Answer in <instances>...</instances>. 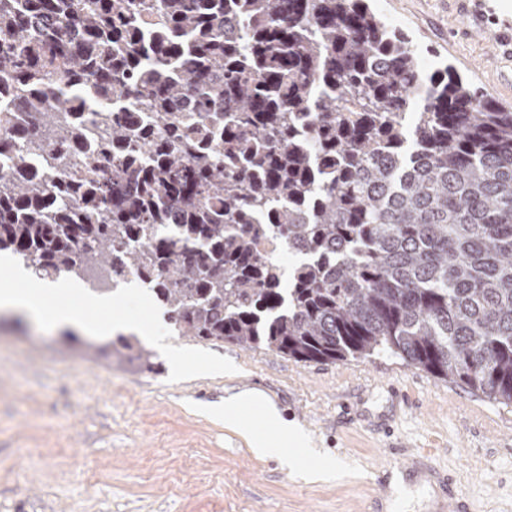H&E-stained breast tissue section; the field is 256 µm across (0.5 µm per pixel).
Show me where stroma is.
<instances>
[{
    "mask_svg": "<svg viewBox=\"0 0 512 512\" xmlns=\"http://www.w3.org/2000/svg\"><path fill=\"white\" fill-rule=\"evenodd\" d=\"M407 36L424 72L451 65L512 109V54L474 28L458 0H370ZM154 370L72 352L57 330L0 323V512H436L430 473L393 472L430 452L452 493L476 512H512V405L505 406L382 356L303 362L263 347L181 336L158 318ZM220 358L222 372L176 376L171 352ZM258 391L311 438L314 480L256 454L274 438L256 408L227 428L207 410Z\"/></svg>",
    "mask_w": 512,
    "mask_h": 512,
    "instance_id": "1",
    "label": "stroma"
}]
</instances>
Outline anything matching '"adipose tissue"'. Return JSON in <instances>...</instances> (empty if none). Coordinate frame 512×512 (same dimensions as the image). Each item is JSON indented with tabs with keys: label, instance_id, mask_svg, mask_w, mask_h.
<instances>
[{
	"label": "adipose tissue",
	"instance_id": "obj_1",
	"mask_svg": "<svg viewBox=\"0 0 512 512\" xmlns=\"http://www.w3.org/2000/svg\"><path fill=\"white\" fill-rule=\"evenodd\" d=\"M22 287L12 286L0 289V310L22 311L37 320H49L56 327L80 328L86 332L107 336L112 331L133 330L145 333L146 328L142 324L129 321L111 320L106 324L96 326L89 324L84 316L85 309L104 310L111 306L112 299L107 295L87 294L83 297V305L79 308L56 307L47 305L50 294H58L67 291L64 283H53L38 278L32 271L24 269L19 273ZM257 406L262 410L266 420L273 423L278 432L276 440L255 436L251 439V446L260 455H276L288 463L293 469H304V459L309 454L307 448L308 437L303 430L289 425L284 421L277 408L256 394L236 393L225 397L223 406L215 407V415L223 416L225 426L235 429H243L244 424L240 419V413L245 408Z\"/></svg>",
	"mask_w": 512,
	"mask_h": 512
}]
</instances>
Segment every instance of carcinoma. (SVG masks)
I'll list each match as a JSON object with an SVG mask.
<instances>
[{
	"label": "carcinoma",
	"mask_w": 512,
	"mask_h": 512,
	"mask_svg": "<svg viewBox=\"0 0 512 512\" xmlns=\"http://www.w3.org/2000/svg\"><path fill=\"white\" fill-rule=\"evenodd\" d=\"M2 86L0 252L142 274L183 336L386 352L512 405V112L365 0H0ZM44 134L73 166L32 172ZM64 342L153 367L135 337Z\"/></svg>",
	"instance_id": "cac0c4a2"
}]
</instances>
